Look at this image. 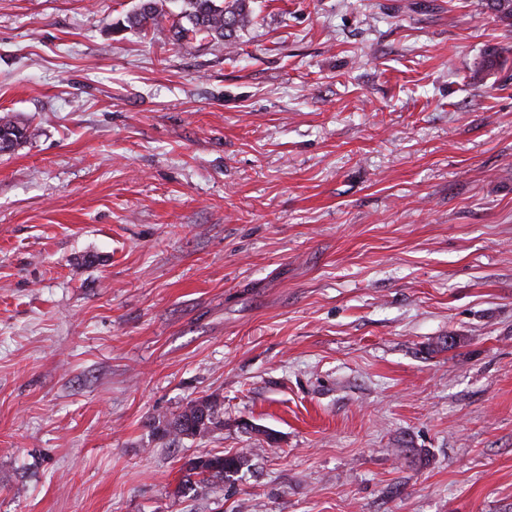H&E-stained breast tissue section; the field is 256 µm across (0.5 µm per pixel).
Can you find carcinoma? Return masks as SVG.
Returning <instances> with one entry per match:
<instances>
[{"mask_svg":"<svg viewBox=\"0 0 512 512\" xmlns=\"http://www.w3.org/2000/svg\"><path fill=\"white\" fill-rule=\"evenodd\" d=\"M165 0H138L115 29L148 31L171 21L172 38L176 41L202 36L218 45L232 46L236 33L254 19L253 0H173L178 11H166ZM487 8L512 32V0H486ZM34 136L28 126L9 120L0 121V153L10 152ZM224 428V413L216 401L199 398L182 411L158 421L154 426L162 436L173 441L203 439ZM248 462L244 453L205 454L184 463L185 474L177 493L196 488H217L236 475Z\"/></svg>","mask_w":512,"mask_h":512,"instance_id":"cac0c4a2","label":"carcinoma"}]
</instances>
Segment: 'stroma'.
Segmentation results:
<instances>
[{
    "mask_svg": "<svg viewBox=\"0 0 512 512\" xmlns=\"http://www.w3.org/2000/svg\"><path fill=\"white\" fill-rule=\"evenodd\" d=\"M135 2L0 0V512H512V32L256 0L228 48ZM29 126H21L10 120L0 121V153L14 151L34 136ZM154 430L174 441L196 440L208 437L224 427V413L210 398H199L190 402L182 411L171 417L153 422ZM248 462V456L244 453L224 455L205 454L189 458L184 463V476L177 488L176 494H184L187 490L196 488H214L224 485L225 480H230Z\"/></svg>",
    "mask_w": 512,
    "mask_h": 512,
    "instance_id": "stroma-1",
    "label": "stroma"
}]
</instances>
